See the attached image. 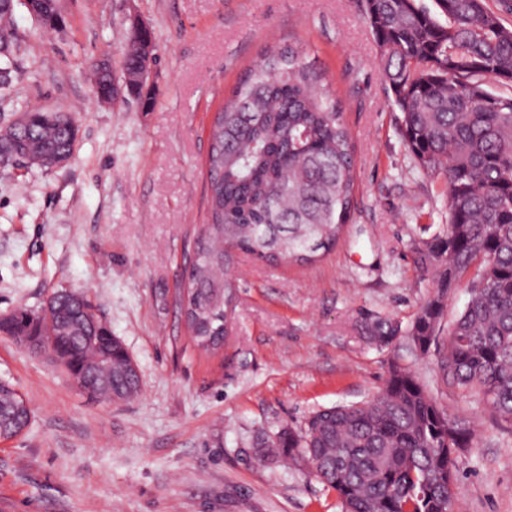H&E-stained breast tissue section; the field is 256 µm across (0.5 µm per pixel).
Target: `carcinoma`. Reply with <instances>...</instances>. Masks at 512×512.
Listing matches in <instances>:
<instances>
[{
  "label": "carcinoma",
  "instance_id": "obj_1",
  "mask_svg": "<svg viewBox=\"0 0 512 512\" xmlns=\"http://www.w3.org/2000/svg\"><path fill=\"white\" fill-rule=\"evenodd\" d=\"M442 23L418 0H362L366 23L381 51L399 128L418 167L445 182V229L414 249V263L436 287L470 293L465 309L442 335L444 308L423 302L409 329L414 345L441 355L448 384L481 396L512 422V95L486 79L512 83V0H435ZM33 20L53 27L55 0H35ZM152 50L148 35H126L124 68L140 69ZM60 113L22 115L14 139L0 149L44 166L67 153L76 136ZM207 158L209 223L195 241L186 271L184 312L196 346L224 335L230 303L226 276L233 253L270 265L306 266L332 251L354 209L355 156L339 102L324 73L292 48L266 46L213 119ZM76 318L63 305L52 315L18 309L12 324H41L42 336L70 341L76 360L104 357L112 387L138 384L122 343L90 301ZM362 334L391 343L401 326L364 318ZM18 398L0 384V434L13 438ZM472 440L467 420L441 409L408 368L390 364L383 388L360 405L315 412L303 431L277 434L260 457L305 461L336 494L340 512H452L459 493L455 449Z\"/></svg>",
  "mask_w": 512,
  "mask_h": 512
}]
</instances>
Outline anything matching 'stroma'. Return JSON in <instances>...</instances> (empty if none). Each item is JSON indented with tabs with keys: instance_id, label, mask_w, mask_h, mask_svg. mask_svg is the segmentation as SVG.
Returning a JSON list of instances; mask_svg holds the SVG:
<instances>
[{
	"instance_id": "1",
	"label": "stroma",
	"mask_w": 512,
	"mask_h": 512,
	"mask_svg": "<svg viewBox=\"0 0 512 512\" xmlns=\"http://www.w3.org/2000/svg\"><path fill=\"white\" fill-rule=\"evenodd\" d=\"M63 24L14 13L13 84L0 126L41 109L77 127L53 169L0 167V315L84 293L136 362L137 396L88 398L48 356L0 333V380L27 400L29 426L0 441V512H339L305 463L260 460L259 438L317 410L360 404L391 362L413 370L473 431L453 512H512V424L443 380L436 352L407 335L360 334L361 315L409 327L435 283L415 246L441 230L445 188L398 131L361 0H60ZM154 36V106L100 103L86 72L121 71L132 21ZM271 42L321 69L356 148V203L336 248L313 265L236 254L228 333L204 353L179 288L208 219L214 112Z\"/></svg>"
}]
</instances>
